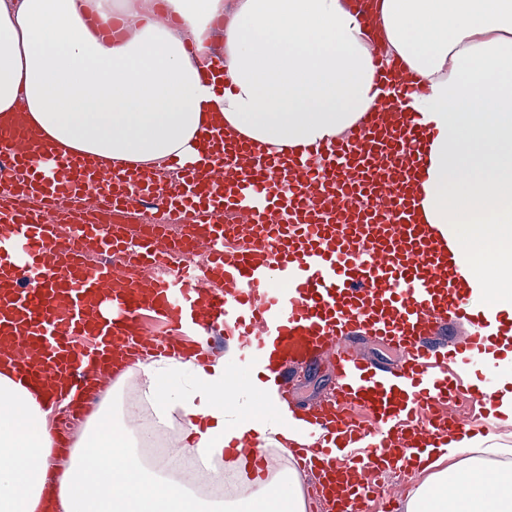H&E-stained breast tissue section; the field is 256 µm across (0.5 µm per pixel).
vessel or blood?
Returning a JSON list of instances; mask_svg holds the SVG:
<instances>
[{
  "mask_svg": "<svg viewBox=\"0 0 512 512\" xmlns=\"http://www.w3.org/2000/svg\"><path fill=\"white\" fill-rule=\"evenodd\" d=\"M376 109L349 135L281 155L223 129L200 134L199 158L169 159V175L98 167L62 156L23 121L0 125V362L10 361L72 414L92 412L101 364L145 355L210 362L212 337L230 332L239 361L281 348L278 377L331 360L334 402L316 407L312 444L289 445L316 471L328 512H370L378 475L416 472L444 429L463 431L461 393L488 389L449 373L483 353L489 323L512 330V312L484 307L460 273L455 237L424 223L413 184L431 131L413 109L425 91L375 60ZM54 161L53 176L36 157ZM166 210L164 225L130 238L129 214ZM209 255L206 266L187 261ZM121 252L123 269L105 260ZM464 329L446 350L442 326ZM399 351L395 367L360 354L352 335ZM248 479L266 477L258 434L230 445Z\"/></svg>",
  "mask_w": 512,
  "mask_h": 512,
  "instance_id": "1",
  "label": "vessel or blood"
}]
</instances>
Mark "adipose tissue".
Instances as JSON below:
<instances>
[{"label":"adipose tissue","mask_w":512,"mask_h":512,"mask_svg":"<svg viewBox=\"0 0 512 512\" xmlns=\"http://www.w3.org/2000/svg\"><path fill=\"white\" fill-rule=\"evenodd\" d=\"M160 0H0V121L24 102L31 127L60 155L110 165L193 158L215 122L279 151L334 142L370 112L375 32L426 86L418 106L432 126L416 186L429 223L453 224L470 261L462 274L488 285L491 307L512 306V0H378V31L346 0H161L180 19L159 17ZM225 18L224 89L202 75L214 58V21ZM486 353L499 365L490 412L512 424V333L498 324ZM157 420L176 409L184 454L217 458L256 430L269 443H310L304 415L280 401L273 379L248 383L223 360L181 356L144 364ZM40 387L0 366V512H222L189 478L148 466L132 435L103 408L52 468L54 440ZM448 468L407 499L405 512H512V465L500 450L451 431L432 447ZM121 470L120 490L102 473ZM247 512H305L297 470L257 489L243 483Z\"/></svg>","instance_id":"ef3b65f1"}]
</instances>
